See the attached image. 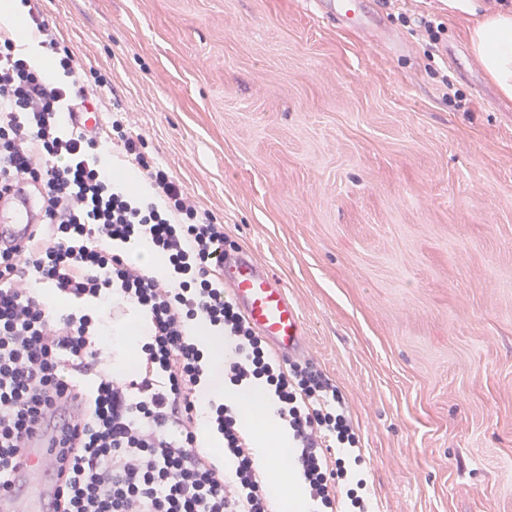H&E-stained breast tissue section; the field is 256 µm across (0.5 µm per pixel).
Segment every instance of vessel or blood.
<instances>
[{"label":"vessel or blood","instance_id":"vessel-or-blood-1","mask_svg":"<svg viewBox=\"0 0 512 512\" xmlns=\"http://www.w3.org/2000/svg\"><path fill=\"white\" fill-rule=\"evenodd\" d=\"M315 13L356 32L374 34L382 29L380 21L363 12L356 0H315ZM37 223L34 199L20 191L12 199L0 201V248L26 240ZM224 288L252 327L256 336L270 343L280 355L293 358L308 349V337L301 313L289 300L285 288L260 266L249 252L225 256L221 263ZM48 433L36 428L23 454L28 471L19 472L17 483L26 484L23 501L0 494V512H40L42 500L54 489L30 482L29 470H42L51 456Z\"/></svg>","mask_w":512,"mask_h":512}]
</instances>
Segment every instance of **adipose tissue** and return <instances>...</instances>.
<instances>
[{
	"instance_id": "1",
	"label": "adipose tissue",
	"mask_w": 512,
	"mask_h": 512,
	"mask_svg": "<svg viewBox=\"0 0 512 512\" xmlns=\"http://www.w3.org/2000/svg\"><path fill=\"white\" fill-rule=\"evenodd\" d=\"M448 8L473 16L469 42L473 56L502 96L512 98V8L482 6L480 0H448ZM0 25L17 34L28 60L37 68L50 71L54 61L45 55L38 38L28 26L20 0H0ZM228 403L242 407L249 416H257L263 430L252 436L254 458L263 467L267 484L273 491L280 512H306L307 497L303 484L287 480L282 470L268 467L270 457L287 458L291 435L277 413L278 402L266 385L251 383L246 388H225Z\"/></svg>"
}]
</instances>
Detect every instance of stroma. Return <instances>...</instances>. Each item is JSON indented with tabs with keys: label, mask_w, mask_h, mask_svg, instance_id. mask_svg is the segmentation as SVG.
Instances as JSON below:
<instances>
[{
	"label": "stroma",
	"mask_w": 512,
	"mask_h": 512,
	"mask_svg": "<svg viewBox=\"0 0 512 512\" xmlns=\"http://www.w3.org/2000/svg\"><path fill=\"white\" fill-rule=\"evenodd\" d=\"M37 0L166 169L306 324L378 512H512V111L446 0ZM443 25L437 40L412 23ZM356 0H317L313 1L315 14L318 17L327 18L344 25L358 33L373 35L383 31L380 21L363 12Z\"/></svg>",
	"instance_id": "stroma-1"
}]
</instances>
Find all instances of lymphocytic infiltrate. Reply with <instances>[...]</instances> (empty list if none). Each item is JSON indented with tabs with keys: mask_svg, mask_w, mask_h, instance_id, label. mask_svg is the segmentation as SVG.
Instances as JSON below:
<instances>
[{
	"mask_svg": "<svg viewBox=\"0 0 512 512\" xmlns=\"http://www.w3.org/2000/svg\"><path fill=\"white\" fill-rule=\"evenodd\" d=\"M56 65L58 79L0 32V198L27 186L43 213L24 245L0 251V489L44 420L66 464L65 493L44 512H269L237 408L219 400L200 413L207 358L188 333L197 319L234 339L232 385L262 379L273 390L294 470L310 500L331 506L345 467H329L324 448L358 443L339 390L324 375L273 366L215 274L223 225L152 165L143 137L120 119L112 130L159 199L141 203L104 178L97 136L69 122L97 89L84 84L72 52ZM141 238L165 256L167 272L128 256L127 244ZM47 285L71 309L49 306ZM120 305L149 320L131 376L105 372L112 352L99 344L100 310ZM204 424L236 458L233 481L224 478L223 458L207 450Z\"/></svg>",
	"mask_w": 512,
	"mask_h": 512,
	"instance_id": "lymphocytic-infiltrate-1",
	"label": "lymphocytic infiltrate"
}]
</instances>
